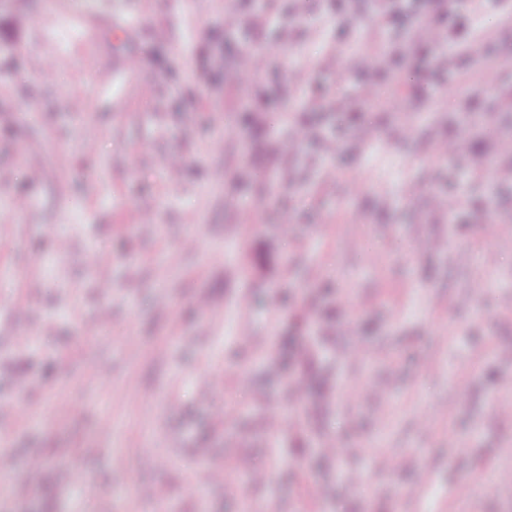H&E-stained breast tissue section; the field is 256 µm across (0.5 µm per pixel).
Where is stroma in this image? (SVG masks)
Instances as JSON below:
<instances>
[{
	"mask_svg": "<svg viewBox=\"0 0 512 512\" xmlns=\"http://www.w3.org/2000/svg\"><path fill=\"white\" fill-rule=\"evenodd\" d=\"M509 55L512 0H0V512H512Z\"/></svg>",
	"mask_w": 512,
	"mask_h": 512,
	"instance_id": "stroma-1",
	"label": "stroma"
}]
</instances>
